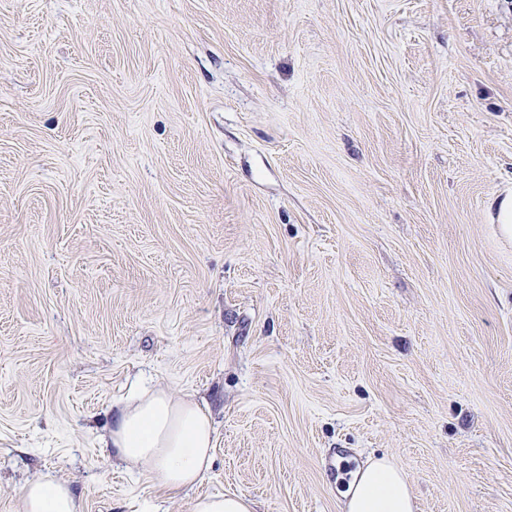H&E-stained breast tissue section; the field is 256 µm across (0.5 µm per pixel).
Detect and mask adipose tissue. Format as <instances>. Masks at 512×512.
<instances>
[{"instance_id": "obj_1", "label": "adipose tissue", "mask_w": 512, "mask_h": 512, "mask_svg": "<svg viewBox=\"0 0 512 512\" xmlns=\"http://www.w3.org/2000/svg\"><path fill=\"white\" fill-rule=\"evenodd\" d=\"M215 423L192 396L132 383L113 406L107 445L113 457L171 491L194 489L205 479L215 446ZM22 512H81L71 488L50 477L28 483ZM341 512H416L405 471L387 457L366 461L343 495Z\"/></svg>"}]
</instances>
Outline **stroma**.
Wrapping results in <instances>:
<instances>
[{
  "label": "stroma",
  "instance_id": "stroma-1",
  "mask_svg": "<svg viewBox=\"0 0 512 512\" xmlns=\"http://www.w3.org/2000/svg\"><path fill=\"white\" fill-rule=\"evenodd\" d=\"M512 0H0V512H512ZM197 492L101 446L133 381ZM488 208L490 210L495 209L497 220L501 223L504 233L512 235V197L500 198L494 195L489 200ZM215 441L210 412L191 395L177 397L134 382L112 404V428L103 448H112V457L143 479L184 491L205 479ZM342 494L340 512H416L405 471L387 457L368 459ZM22 512H80L78 498L71 488L43 476L25 485L21 493ZM191 512H257L255 504L237 494H205L192 500Z\"/></svg>",
  "mask_w": 512,
  "mask_h": 512
}]
</instances>
